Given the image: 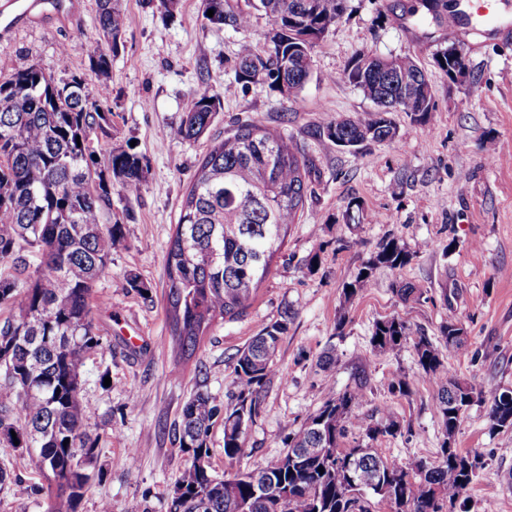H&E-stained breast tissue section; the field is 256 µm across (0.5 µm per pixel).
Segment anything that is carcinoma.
<instances>
[{
  "label": "carcinoma",
  "mask_w": 512,
  "mask_h": 512,
  "mask_svg": "<svg viewBox=\"0 0 512 512\" xmlns=\"http://www.w3.org/2000/svg\"><path fill=\"white\" fill-rule=\"evenodd\" d=\"M277 28L265 53L252 42L240 44L234 61L238 84L262 81L276 89L288 80L299 93L311 73V56L342 18L348 0H251ZM99 30L88 47L89 70L105 77L112 68L129 18L123 0H97ZM206 20L246 31L251 13L237 10L231 0H204ZM439 66L452 73L462 65L455 49L439 54ZM379 108L355 117L338 118L323 126L332 142L357 150L370 142L392 140L396 126L390 114L403 112L426 125L434 108L426 73L411 57H382L370 50L354 55L343 70ZM101 85L95 97L86 79L71 75L55 79L31 65L0 80V438L47 485L49 512H77L92 477L99 436L84 423L82 388L88 355L102 347L91 317L95 282L123 245V225L104 224L102 215L117 193L139 189L148 165L130 143L113 147L99 160L91 145L108 135ZM221 106V94L204 90L193 95L177 135L196 141L208 130ZM309 171L297 139L277 127L238 126L211 147L202 160L182 205L179 224L165 256L167 312L173 351L191 359L201 338L219 320L243 314L267 275L288 227L304 213ZM99 227L88 235L85 227ZM36 252L40 264L30 266ZM394 238L383 241L354 279L342 289L345 306L371 286L382 267L402 269L417 256ZM404 301H417L423 288L400 283ZM292 313L264 326L231 357L236 391L224 407L198 390L185 402L174 441L187 455V464L167 504V512H370L366 493L396 507L395 512H453L469 491L481 465L477 452L448 447V433L457 432L470 406L469 399L489 404L492 427H512V406L503 390L479 387L452 377L444 355L425 336L414 343L418 380L437 392L443 439L434 461L401 464L358 442L342 448L348 428L367 402L366 381L326 401L285 439V452L270 467L237 471L227 483L211 472L208 438L217 422L224 426V457L244 452L246 431L240 419L254 424L261 393L280 368L276 353L288 331ZM35 339L18 343L17 337ZM70 341L56 344V338ZM411 337L398 317L375 322L370 346L395 353ZM450 353L466 351L456 325L440 326ZM32 439L34 450L14 444L10 431ZM400 421L393 414L367 429L366 437L395 436ZM69 443H64V440ZM301 448H323V455L295 461ZM324 472H319V469ZM374 474L368 489L358 473Z\"/></svg>",
  "instance_id": "carcinoma-1"
}]
</instances>
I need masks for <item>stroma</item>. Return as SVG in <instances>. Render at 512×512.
<instances>
[{
  "instance_id": "obj_1",
  "label": "stroma",
  "mask_w": 512,
  "mask_h": 512,
  "mask_svg": "<svg viewBox=\"0 0 512 512\" xmlns=\"http://www.w3.org/2000/svg\"><path fill=\"white\" fill-rule=\"evenodd\" d=\"M124 5L129 24L106 82L111 135L96 150L134 142L148 173L139 191L113 195L103 218L123 225L126 244L93 287L91 316L103 346L87 360L82 403L85 423L99 436L94 467L103 476L90 481L78 512H99L105 501L112 512H126L133 502L143 512H166L186 464L173 437L182 406L199 390L228 404L232 355L286 311L292 318L277 353L282 373L266 384L239 459H225L224 427L214 426L208 439L213 474L280 459L287 434L328 396L317 360L329 348L336 353V391L354 386L360 371L368 373V400L342 447L363 440L366 428L390 412L406 431L378 437L374 448L402 463L434 460L440 418L433 388L416 379L412 343L375 354L369 339L374 323L386 317L401 318L413 336L434 341L441 324L459 323L467 351L446 355L452 374L512 389V29L479 23L474 0H461L453 32L444 6L421 22L412 14L420 0H348L345 15L314 47L304 88L286 96L262 82H234L241 41L267 49L271 23L261 13H253L248 31L237 32L206 21L202 0H179L170 14L158 0ZM97 29L96 0H66L61 13L49 2L0 38V80L36 64L51 74L86 77L87 91L97 95L100 84L87 56ZM446 48L462 51L463 76L438 67L437 54ZM363 49L415 58L429 77L435 107L423 127L394 113L393 140L353 153L317 129L374 110L342 77ZM204 89L221 93V108L203 137L182 140L176 134L182 116L193 93ZM245 123L281 128L300 142L311 169L305 213L290 226L250 309L218 322L194 358L179 364L170 344L165 255L202 159ZM350 207L362 210L360 221L347 222ZM387 237L415 250L416 258L402 270L378 271L371 288L341 308L344 284ZM131 273L149 287L148 296L129 288ZM397 280L422 286L423 297L401 302L392 291ZM342 315L347 323L339 333ZM103 373L110 385L99 384ZM400 373L415 380L410 397L388 390ZM488 412L487 403H473L456 435L458 448L478 451L483 460L459 512H512V429H491ZM132 448L143 454L130 468L124 459ZM3 459L21 481L0 490V512H47L48 497L33 491L41 477L14 449L0 446Z\"/></svg>"
}]
</instances>
